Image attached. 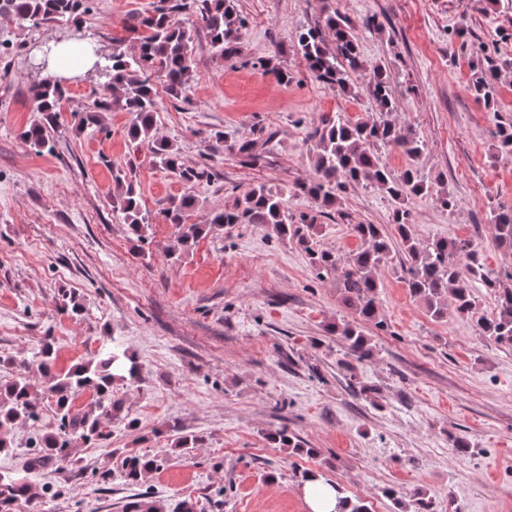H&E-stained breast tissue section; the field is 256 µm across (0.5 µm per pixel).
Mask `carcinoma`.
Instances as JSON below:
<instances>
[{
	"label": "carcinoma",
	"mask_w": 512,
	"mask_h": 512,
	"mask_svg": "<svg viewBox=\"0 0 512 512\" xmlns=\"http://www.w3.org/2000/svg\"><path fill=\"white\" fill-rule=\"evenodd\" d=\"M176 8L189 12L192 22L176 21L172 10L157 6L149 15H132L127 29L138 34V52L127 54L112 51L108 64L97 60L107 78L106 88L117 91L110 98L92 102L85 111L78 113L76 130L89 127L102 130V114L120 109L133 115L128 137L137 144H145L155 158V163L170 173L180 183L194 187L208 180L203 168L186 166L178 149L158 135L156 112L158 86H164L173 97L188 98L193 79V28L203 29L213 52L225 59L237 52L245 19L237 11L235 0H178ZM88 11L87 0H0V15L15 18L32 26L50 22L80 23ZM325 27L334 31V49L326 47L319 26L299 31L297 48L315 77L344 93L367 95L383 113L394 110L386 69L376 66L370 70L369 80L362 86L352 83V76L365 68L360 57L354 27L329 12L324 4ZM505 60L495 61L486 56L472 62L473 78L470 85L474 95L486 105L495 100L499 69L511 67ZM37 102L39 121L22 132L26 145L34 152H51L53 145L49 129L55 126L65 91L59 82L46 78L29 89ZM315 175L301 185L300 191L313 200L319 215L329 213L347 186L367 182L380 189L394 203L391 215L396 233L390 238L379 224H356L353 227L360 246L345 255L333 250L318 249L300 234V227L289 223L282 195L263 185L253 186L235 196V203L214 214L209 222L212 228L234 224H257L281 238L298 237L308 256L310 266L320 277L332 275L336 291L344 307L354 315L331 327L347 345V351L337 363L353 371L352 361H365L373 354L371 339L364 328L386 326L379 299L380 283L377 271L393 254V243H398L403 282L412 297L426 306L427 313L435 320L448 317L447 301H452L454 311L460 316L477 314L476 297L472 284L480 282L494 294L496 312L477 319L480 335L498 345L512 347V288L500 286L494 272L485 268L476 246L469 240L433 238L421 241L412 230L409 198L427 195L431 184L420 171L408 167L398 175L391 173L381 163L376 148L393 146L414 160L426 150V142L411 128L391 121L351 122L341 117L327 119L316 130ZM497 152L512 154V123L498 125ZM229 149L256 162L262 158L259 140L250 139L234 143ZM112 181L118 193L116 208L123 215L130 233L137 241H145V230L151 224L150 213L142 210L133 172L122 168L112 170ZM195 204V197L188 193L169 203L162 210L171 224L183 223V213ZM490 227L497 247L512 255V207H500L490 215ZM198 224L184 226L170 253L187 249L199 236ZM139 367L126 351L117 344L103 342L95 356L87 362L72 367L65 374L52 375L50 385L41 390L27 378L20 377L0 384V454L14 448L13 430L23 420L40 419L36 396L43 391L46 408L52 422L44 429H37L28 439L30 448L25 464V475L5 478L0 475V512H18L25 508L31 512L40 495L28 475L39 472L49 463L79 462L72 455L73 444L90 443L105 438L100 417L116 416L121 412V402L114 399L112 388L117 383L137 379ZM90 390L96 395L95 409L99 414L79 416L72 412V402L77 394ZM163 458L143 459L128 456L123 461L124 476L137 482L149 471L162 466Z\"/></svg>",
	"instance_id": "obj_1"
}]
</instances>
